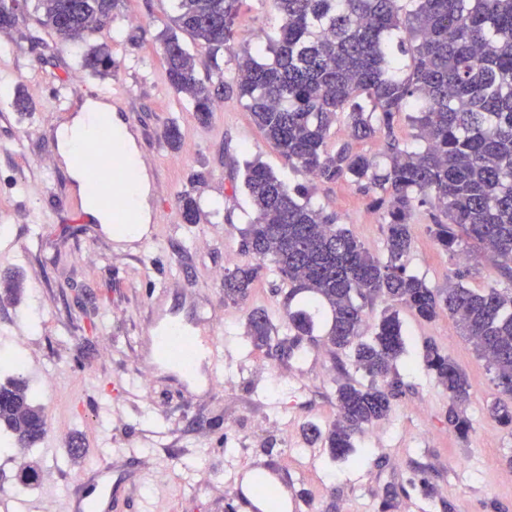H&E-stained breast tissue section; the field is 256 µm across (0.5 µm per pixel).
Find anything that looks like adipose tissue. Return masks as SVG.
Segmentation results:
<instances>
[{"mask_svg": "<svg viewBox=\"0 0 512 512\" xmlns=\"http://www.w3.org/2000/svg\"><path fill=\"white\" fill-rule=\"evenodd\" d=\"M121 126L122 120L112 110V104L105 99L86 101L77 115L63 124L56 132L58 153L77 187L85 185L84 174L74 162L75 146L88 133L91 122Z\"/></svg>", "mask_w": 512, "mask_h": 512, "instance_id": "1", "label": "adipose tissue"}]
</instances>
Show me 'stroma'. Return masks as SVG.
<instances>
[{"mask_svg":"<svg viewBox=\"0 0 512 512\" xmlns=\"http://www.w3.org/2000/svg\"><path fill=\"white\" fill-rule=\"evenodd\" d=\"M172 0H125L111 27L73 46L40 28L32 8L17 12L0 49V277L20 293L0 299V343L15 342L28 380L43 371L53 392L38 396L51 425L48 439L26 453L0 451V488L13 487L23 466L41 478L26 493L0 502V512H67L78 475L112 458V512H247L233 479L245 463L278 462L312 512H512V430L487 412L497 399L487 363L456 321L424 322L409 310L400 319L407 351L398 364L401 393L390 414L355 437V452L333 460L309 445L302 428L336 421L338 383L363 380L353 362L324 343L302 341L281 358L255 349L246 336L254 308L285 328L282 283L264 270L245 303L224 300V272L251 262L240 230L253 216L240 168L260 159L289 188L309 190L314 206L335 214L376 257L385 255V210L373 194L345 182L321 183L288 164L254 124L243 101L219 93L209 124H199L186 100L164 79L161 30ZM239 46L256 47L279 25L268 0H243L236 20ZM136 34L129 43L127 34ZM108 46L112 69L97 76L81 66L84 49ZM118 90L136 142L153 146L143 161L153 187L151 223L139 240L120 241L110 225L86 215L49 130L70 120L86 99ZM33 112H18L17 92ZM178 125L182 144L164 139ZM203 183H195V174ZM200 202L198 223H183L178 199ZM429 207L410 221L409 272L429 287L448 285L455 261L434 243ZM193 328L208 322L224 340L218 385L206 365L193 379L155 363L146 332L152 311ZM435 341L465 370L472 385L464 414L472 424L459 438L448 423V394L423 362ZM79 439L86 454L64 449ZM433 491L421 492L419 466Z\"/></svg>","mask_w":512,"mask_h":512,"instance_id":"obj_1","label":"stroma"}]
</instances>
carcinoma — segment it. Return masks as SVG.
<instances>
[{
  "instance_id": "1",
  "label": "carcinoma",
  "mask_w": 512,
  "mask_h": 512,
  "mask_svg": "<svg viewBox=\"0 0 512 512\" xmlns=\"http://www.w3.org/2000/svg\"><path fill=\"white\" fill-rule=\"evenodd\" d=\"M172 26L160 34L167 85L192 104L196 120L212 118L211 76L201 78L196 58L180 39L189 36L208 53L209 68L223 72L231 52L241 0H173ZM280 19L274 35L252 52L233 54L232 81L224 91L245 101L265 139L292 165L323 183L346 181L386 206L385 259L371 254L336 217L313 207L309 192L290 190L265 164H244V185L254 218L241 229L243 251L256 263L224 274V301H246L268 260L288 282L281 334L263 309L247 316L254 348L292 350L304 336L323 338L353 354L369 378L336 388L338 421L328 431L309 422L307 441L325 440L335 459L353 451V437L386 417L400 381L396 362L404 352L400 309L424 322L448 313L493 369L501 395L489 408L512 428V289L473 290L465 266L446 288H431L407 272L412 239L409 220L422 206L444 219L430 226L446 252L494 254L512 281V0H270ZM120 0H34L38 23L61 42L112 24ZM15 9L0 0V32L16 24ZM411 52L402 74L394 51ZM82 66L103 76L112 68L107 46L81 56ZM416 130L420 147L393 144L389 163L344 143L327 147L336 116L345 115L350 138L391 134L400 113ZM183 223H197L194 197H180ZM388 302L374 335L362 334L365 303ZM426 369L448 393V423L463 437L471 424L460 408L471 394L466 373L436 344L425 345ZM0 383V430L26 451L46 425L32 402L23 372Z\"/></svg>"
}]
</instances>
